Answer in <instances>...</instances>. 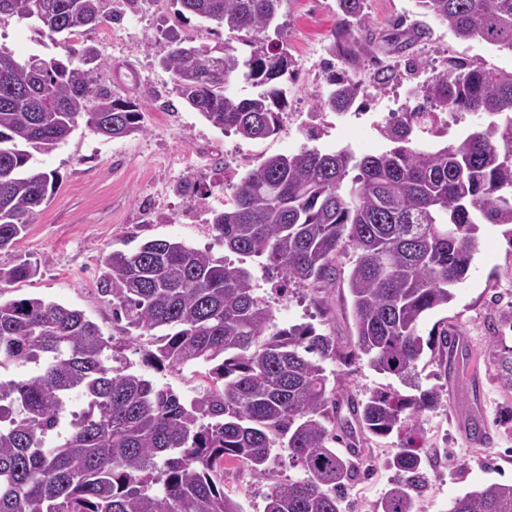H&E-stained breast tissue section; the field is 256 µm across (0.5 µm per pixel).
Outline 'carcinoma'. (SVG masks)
<instances>
[{
  "label": "carcinoma",
  "instance_id": "cac0c4a2",
  "mask_svg": "<svg viewBox=\"0 0 512 512\" xmlns=\"http://www.w3.org/2000/svg\"><path fill=\"white\" fill-rule=\"evenodd\" d=\"M177 13L245 36L243 56L172 37L160 58L170 93L216 129L249 139L278 133L293 61L277 39L281 0H173ZM337 43L357 55L354 30L370 27L364 0H336ZM459 39L512 50V0H415ZM34 19L69 39L106 21L102 0H0V17ZM98 50L64 58L18 57L0 47V251L14 247L55 190L57 175L29 165L79 123L107 139L144 132L138 104L98 83ZM261 88L241 98L229 84ZM362 82L333 70L316 108L347 112ZM423 103L387 127L393 147L358 157L349 148L272 155L212 209L228 251L264 260L281 283L324 289L338 261L347 274L355 337L343 353L310 324L279 328L248 270L182 241L154 239L104 259L98 290L112 297L122 333L152 338L156 370L205 368L209 385L185 404L120 363L122 342L85 314L40 298L0 301V512H244L224 491L236 460L271 484L263 512H342L359 475L356 431L388 436L435 409L442 387L413 378L428 349L454 355L448 329L428 339L421 322L448 306L464 282L484 226L512 244V71L456 63L413 91ZM437 112L479 116L459 142L426 145ZM28 260L0 266V283L35 275ZM367 357L376 371L417 391L385 386L347 399L358 425L340 417L324 362ZM512 389V351L499 362ZM345 444L346 451L337 448ZM302 476L272 480L277 455ZM398 481L377 512H417L425 480L422 450L407 443L389 460ZM448 512H512V483H490L456 498Z\"/></svg>",
  "mask_w": 512,
  "mask_h": 512
}]
</instances>
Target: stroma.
Segmentation results:
<instances>
[{
	"instance_id": "1",
	"label": "stroma",
	"mask_w": 512,
	"mask_h": 512,
	"mask_svg": "<svg viewBox=\"0 0 512 512\" xmlns=\"http://www.w3.org/2000/svg\"><path fill=\"white\" fill-rule=\"evenodd\" d=\"M128 9L127 0H105L104 11L111 14V21L86 29L73 46L98 49L99 83L118 97L138 98L144 132L106 140L81 125L56 148L34 152V167L56 172L55 191L14 249L0 252V265L22 258L40 266L31 279L1 284V300L40 298L82 310L107 338L123 336L112 320L109 297L98 290L109 252H127L150 239H169L224 256V246L211 227L210 211L221 206L233 185L263 158L314 147L323 151L348 147L358 154L384 152L390 147L385 135L389 113L413 105L410 90L426 85L449 63L512 71V51L482 40L456 38L446 26L417 15L414 0H366L372 37L361 43L355 61L345 68L364 87L355 105L360 117L340 125L335 114L316 107L332 59L336 0H284L278 22L294 61L287 110L295 123L269 138L251 140L213 128L181 101L163 111L158 108L160 95L170 86L169 73L158 64L170 34L212 47L233 41V34L210 29L192 16L178 17L171 0H143L134 18ZM399 18L404 24L397 30L393 23ZM0 46L20 57L66 54L63 44L42 32L34 20L15 16L0 19ZM381 68L391 70L394 78L379 88L373 76ZM146 85L154 89V96H141ZM192 153H216L220 160L201 176L166 164L170 156ZM157 184L166 188L170 218L162 224L140 223L142 200ZM243 265L269 302L278 326L309 323L349 345L353 320L345 282L319 292L292 284L281 294L274 290L260 259H245ZM510 310L512 244L489 228L480 235L467 278L454 299L420 325L424 336L438 323L458 333L473 359L464 370L440 364L437 356L427 352L417 364L416 380L422 387L436 383L443 387L440 404L420 420L419 440L428 463L426 483L417 500L419 512H448L454 499L466 492L491 482H512V424L502 416L512 406V390L501 387L497 379L500 358L512 350V321L503 318ZM325 368L341 401L399 384L397 378L377 373L364 358L349 364L331 359ZM477 412L490 433L482 444L466 437L468 419ZM408 437L404 431L362 438L361 465L371 474L351 484L344 512H377L379 499L397 477L388 461ZM224 488L239 495L245 512H262L266 485L243 464L227 465Z\"/></svg>"
}]
</instances>
